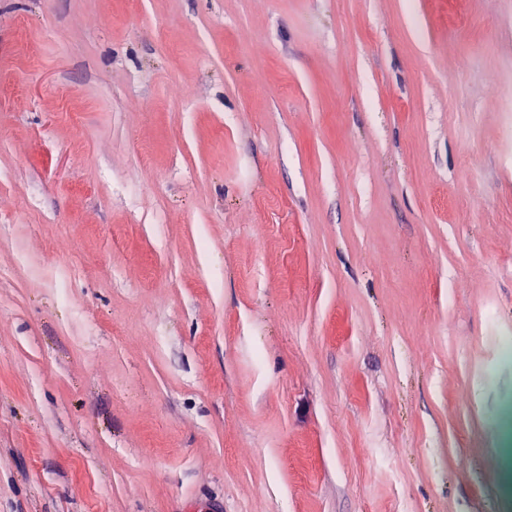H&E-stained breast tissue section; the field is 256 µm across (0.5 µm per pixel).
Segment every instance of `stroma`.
I'll return each mask as SVG.
<instances>
[{"mask_svg":"<svg viewBox=\"0 0 512 512\" xmlns=\"http://www.w3.org/2000/svg\"><path fill=\"white\" fill-rule=\"evenodd\" d=\"M512 0H0V512H512Z\"/></svg>","mask_w":512,"mask_h":512,"instance_id":"35a3bbf8","label":"stroma"}]
</instances>
